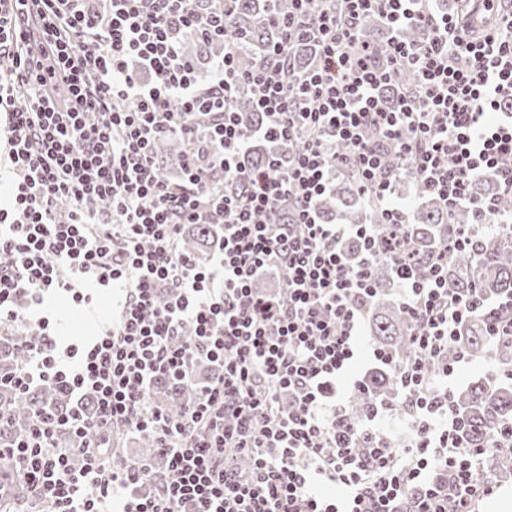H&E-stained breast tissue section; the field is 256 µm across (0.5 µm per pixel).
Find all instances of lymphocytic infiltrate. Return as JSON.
<instances>
[{
	"label": "lymphocytic infiltrate",
	"instance_id": "f902f5d3",
	"mask_svg": "<svg viewBox=\"0 0 512 512\" xmlns=\"http://www.w3.org/2000/svg\"><path fill=\"white\" fill-rule=\"evenodd\" d=\"M0 0V132L6 139L9 196L0 203V335L26 325L45 297L64 291L93 307L82 286L122 285L111 325L69 348L64 366L48 319L23 342L18 391L54 383L94 410L62 419L40 410L12 453L36 512H472L496 483L477 480L484 449L458 440L455 372L467 353L429 376L463 325L486 321L490 345L512 340V303L489 304L481 289L448 286L457 236L418 273L402 239L378 240L366 224H327L316 202L336 173H356L388 223L406 215L392 188L414 172L448 207L468 202L496 232L512 212L473 199L480 178L512 193V0H479L486 23L436 14L424 0H343L273 14L279 39L249 71L236 49L201 70L183 51L187 36H223V0ZM379 15L388 59L377 64L361 39ZM424 33L409 43L408 29ZM316 40L318 65L298 74L291 42ZM417 76L413 95L386 108L382 91L396 69ZM248 85L262 115L242 127L234 108ZM376 140H369L368 132ZM185 145L186 178L157 171L153 147ZM258 137L293 148L280 178L249 173L241 158ZM392 151L398 167H388ZM224 180H215L213 169ZM292 221L271 224L272 202ZM186 224L224 228L220 252L199 266L181 251ZM359 238L389 258L402 302L416 322L412 358L395 362L401 405L369 404L350 416L347 392L324 398L357 353L365 302L374 288L366 265L339 248ZM277 268V293L252 282ZM165 380L196 393L180 416L155 398ZM404 415L411 447L384 431ZM147 433L154 459L119 461L114 433ZM73 445L59 447L61 434Z\"/></svg>",
	"mask_w": 512,
	"mask_h": 512
}]
</instances>
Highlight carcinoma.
Returning a JSON list of instances; mask_svg holds the SVG:
<instances>
[{
  "instance_id": "cac0c4a2",
  "label": "carcinoma",
  "mask_w": 512,
  "mask_h": 512,
  "mask_svg": "<svg viewBox=\"0 0 512 512\" xmlns=\"http://www.w3.org/2000/svg\"><path fill=\"white\" fill-rule=\"evenodd\" d=\"M224 9L228 13L224 43L239 48L238 66L243 70L249 69L261 62L266 47L276 40L277 33L270 27L268 18L273 12H288V0H229ZM381 27L383 24L373 18L361 29L362 40L374 48L378 63L387 61V39L379 35ZM185 49L202 67L208 66L220 52L219 45L195 38L187 41ZM414 86L413 72L401 68L395 73L388 90L384 91V98L391 103L398 93L409 91ZM235 105L245 126H257L259 113L253 108L249 86L238 88ZM183 151L179 141H164L156 148V160L178 163ZM290 159L288 148L256 139L245 155L244 163L251 172L274 178L288 171ZM414 184L423 203L416 208L410 224L384 223L380 208L371 203L368 196L359 193L354 177L349 174L336 178L330 192L318 201V211L328 222L369 224L379 239L395 235L405 238L420 271L426 269L433 247L448 243V238L462 231L469 232L475 246L450 253L449 281L463 292L478 287L488 296L512 298V244L508 243L507 236H488L477 231L478 225L473 223L470 209L461 206L450 213L428 193L420 180H414ZM472 195L491 198L500 209L512 210V195L501 192L490 179L475 181ZM289 217L288 206L283 202L272 203L266 214L267 221L272 224H285ZM218 238L219 229L209 224H189L183 228L185 248L200 262L213 254ZM341 248L352 264L359 263L365 254L362 244L355 240L342 242ZM368 270L378 288L377 295L367 304L370 335L377 348L405 358L411 352L408 336L414 321L402 304L386 300L387 291L394 284L392 265L377 257L369 263ZM19 342L20 337L16 335L0 338V448H11L28 436L36 409L46 407L59 415L74 409L56 385L43 384L24 394L15 391L10 379L16 364L21 362ZM462 349L476 358L490 357L498 374L496 378L471 383L455 396L460 441L466 446L487 449L484 467L489 470L504 462L503 450L492 448L490 444L512 424V342L490 347L483 326L471 322L464 327L460 341L448 345L445 353L447 362H453ZM158 396L173 413L179 412L188 400L186 389L181 385L161 386ZM396 397V372L387 366L378 367L364 378V389L352 393V417L358 419L371 400ZM0 467L4 476V506L11 507L12 499L20 495L21 479L11 469V457L0 455Z\"/></svg>"
}]
</instances>
